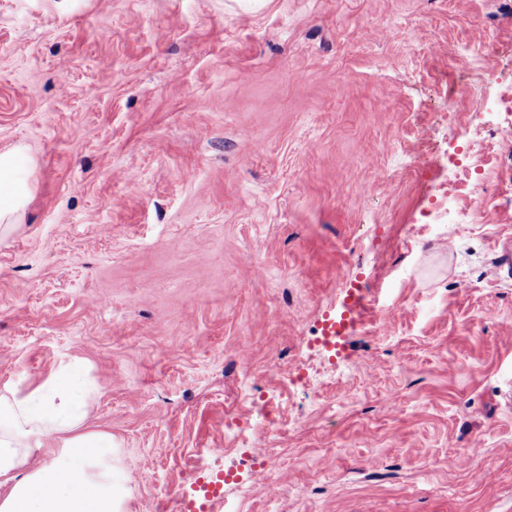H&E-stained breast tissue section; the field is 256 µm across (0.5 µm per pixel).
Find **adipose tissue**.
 <instances>
[{"label": "adipose tissue", "instance_id": "ef3b65f1", "mask_svg": "<svg viewBox=\"0 0 512 512\" xmlns=\"http://www.w3.org/2000/svg\"><path fill=\"white\" fill-rule=\"evenodd\" d=\"M32 163L21 147L0 153L1 235L21 221ZM97 392L77 360L0 391V512H124L133 478L111 437L87 427ZM48 438L57 446L39 458Z\"/></svg>", "mask_w": 512, "mask_h": 512}]
</instances>
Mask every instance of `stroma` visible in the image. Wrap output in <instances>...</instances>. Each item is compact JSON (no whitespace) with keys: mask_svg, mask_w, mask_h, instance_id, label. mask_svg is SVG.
Segmentation results:
<instances>
[{"mask_svg":"<svg viewBox=\"0 0 512 512\" xmlns=\"http://www.w3.org/2000/svg\"><path fill=\"white\" fill-rule=\"evenodd\" d=\"M471 87L512 98V0H0V388L82 359L126 512H512V112ZM33 160L24 147L0 153V234L19 224L30 193L27 171Z\"/></svg>","mask_w":512,"mask_h":512,"instance_id":"stroma-1","label":"stroma"}]
</instances>
